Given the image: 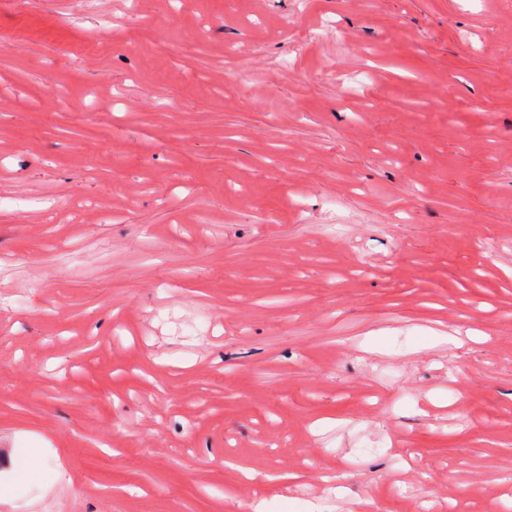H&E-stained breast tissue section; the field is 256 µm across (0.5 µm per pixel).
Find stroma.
Returning <instances> with one entry per match:
<instances>
[{"instance_id": "stroma-1", "label": "stroma", "mask_w": 512, "mask_h": 512, "mask_svg": "<svg viewBox=\"0 0 512 512\" xmlns=\"http://www.w3.org/2000/svg\"><path fill=\"white\" fill-rule=\"evenodd\" d=\"M1 31L0 512H512V0Z\"/></svg>"}]
</instances>
